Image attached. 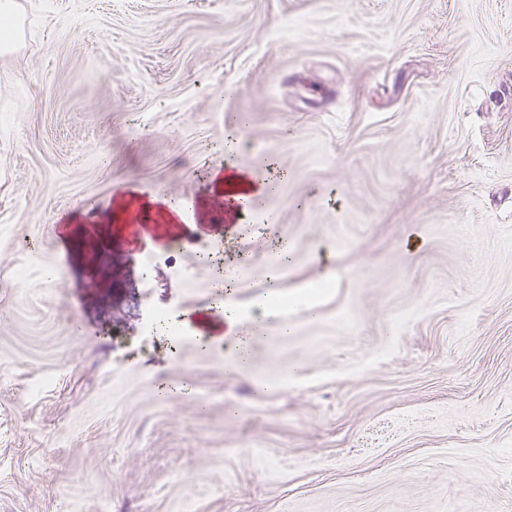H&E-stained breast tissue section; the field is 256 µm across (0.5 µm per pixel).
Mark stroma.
I'll return each instance as SVG.
<instances>
[{"label": "stroma", "instance_id": "35a3bbf8", "mask_svg": "<svg viewBox=\"0 0 512 512\" xmlns=\"http://www.w3.org/2000/svg\"><path fill=\"white\" fill-rule=\"evenodd\" d=\"M17 3L0 512H512V0ZM257 192V188L239 175L224 176V193L230 195L231 201L243 200L248 195Z\"/></svg>", "mask_w": 512, "mask_h": 512}]
</instances>
